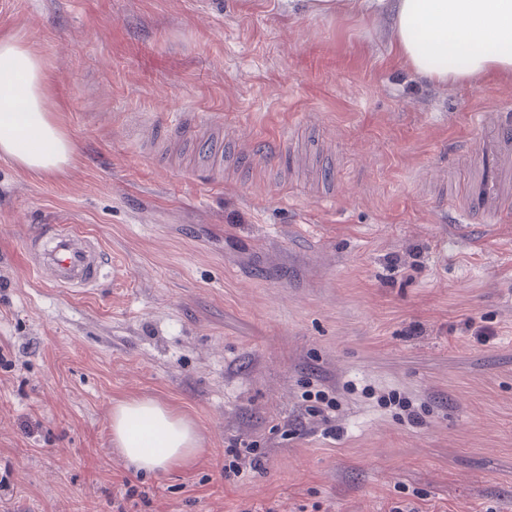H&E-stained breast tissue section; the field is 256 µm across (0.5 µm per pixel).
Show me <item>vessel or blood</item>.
Listing matches in <instances>:
<instances>
[{
    "instance_id": "b4317fda",
    "label": "vessel or blood",
    "mask_w": 512,
    "mask_h": 512,
    "mask_svg": "<svg viewBox=\"0 0 512 512\" xmlns=\"http://www.w3.org/2000/svg\"><path fill=\"white\" fill-rule=\"evenodd\" d=\"M475 123L485 130L481 157L466 147L454 151V164L468 168L481 163L484 178L478 196L466 207L448 208L449 223L460 221L462 212L498 215L512 210V109L491 107L474 113ZM30 266L36 275L55 287L83 293L98 287L112 259L101 239L74 224H44L28 240Z\"/></svg>"
}]
</instances>
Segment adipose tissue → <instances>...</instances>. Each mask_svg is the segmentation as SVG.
Wrapping results in <instances>:
<instances>
[{
  "instance_id": "adipose-tissue-1",
  "label": "adipose tissue",
  "mask_w": 512,
  "mask_h": 512,
  "mask_svg": "<svg viewBox=\"0 0 512 512\" xmlns=\"http://www.w3.org/2000/svg\"><path fill=\"white\" fill-rule=\"evenodd\" d=\"M314 15H388L402 62L445 85L512 72V0H299ZM52 76L22 38L0 40V155L35 173L64 171L72 140L50 108ZM112 439L144 471L190 463L200 452L194 422L152 401L118 403Z\"/></svg>"
}]
</instances>
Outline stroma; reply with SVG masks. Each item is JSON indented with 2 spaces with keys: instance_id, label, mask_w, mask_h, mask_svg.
<instances>
[{
  "instance_id": "obj_1",
  "label": "stroma",
  "mask_w": 512,
  "mask_h": 512,
  "mask_svg": "<svg viewBox=\"0 0 512 512\" xmlns=\"http://www.w3.org/2000/svg\"><path fill=\"white\" fill-rule=\"evenodd\" d=\"M6 36L53 74L76 161L0 156V512H512V216L448 221L453 149L512 73L430 84L384 17L286 0H0ZM179 112L222 120L218 179L150 145ZM257 138L288 147L238 168ZM59 221L102 237L99 288L30 270V226ZM142 399L196 423L190 464L132 473L112 410Z\"/></svg>"
}]
</instances>
